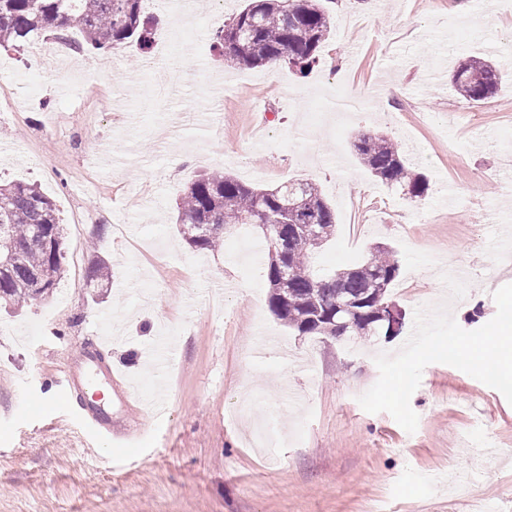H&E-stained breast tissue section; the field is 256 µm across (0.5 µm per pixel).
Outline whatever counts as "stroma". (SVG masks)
Listing matches in <instances>:
<instances>
[{
	"label": "stroma",
	"mask_w": 512,
	"mask_h": 512,
	"mask_svg": "<svg viewBox=\"0 0 512 512\" xmlns=\"http://www.w3.org/2000/svg\"><path fill=\"white\" fill-rule=\"evenodd\" d=\"M247 0H197L193 16L156 7L150 56L174 40L188 77L153 91L145 53L125 46L32 66L35 43L0 47V180L36 183L65 228V272L20 314L0 312V512H512V404L441 363L425 367L407 433L358 402L378 353L405 336H301L267 306L253 224L221 250L178 232L184 188L221 169L261 188L304 178L335 210V235L313 259L329 274L391 248L390 298L414 326L416 307L447 300L439 275L460 266L468 291L450 302L475 330L512 283L498 228L512 225V0H330L335 23L319 65H225L213 34ZM488 57L502 80L466 100L456 62ZM388 135L429 180L410 200L381 184L353 147ZM110 284L91 288L96 258ZM448 301V300H447ZM175 344L163 374L155 339ZM111 346L141 408L106 393L104 412L129 448L94 437L83 369L95 339Z\"/></svg>",
	"instance_id": "obj_1"
}]
</instances>
